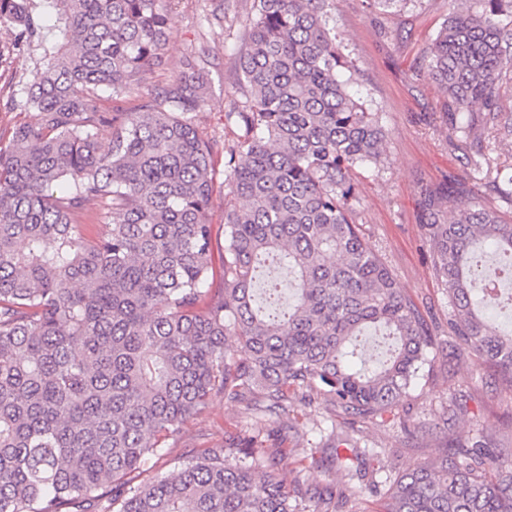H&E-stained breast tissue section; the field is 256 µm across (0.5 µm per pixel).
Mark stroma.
Masks as SVG:
<instances>
[{
  "label": "stroma",
  "instance_id": "35a3bbf8",
  "mask_svg": "<svg viewBox=\"0 0 512 512\" xmlns=\"http://www.w3.org/2000/svg\"><path fill=\"white\" fill-rule=\"evenodd\" d=\"M251 4L177 0L165 63L146 76L145 92L157 91L184 56L198 53L208 90L197 119L201 129L217 138L224 135L225 112L240 99L237 36ZM220 15L232 19L231 31L219 26ZM330 16L360 69L351 91L377 112L386 131L381 163L353 173L355 220L442 343L429 376L419 380L408 404L360 425L359 446L368 452L366 463L403 473L459 442L512 448V387L481 366L475 355L455 349L448 294L433 273L430 247L420 229L421 191L426 187L459 180L476 204L500 206L473 172L466 153L449 143L442 94L427 74L430 48L448 16V0H408L392 10L367 7L365 0H333ZM41 65V53L34 47L0 61V137H10L32 121V110L20 101ZM254 421L241 406L214 397L169 448L144 462L143 478L170 473L183 457L223 446L225 437L245 434ZM267 421L276 431L272 443L285 473L298 468L297 449L324 448L331 429L349 427L347 415L298 402L290 403L287 413L268 415Z\"/></svg>",
  "mask_w": 512,
  "mask_h": 512
}]
</instances>
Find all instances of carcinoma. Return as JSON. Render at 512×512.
Masks as SVG:
<instances>
[{
  "label": "carcinoma",
  "mask_w": 512,
  "mask_h": 512,
  "mask_svg": "<svg viewBox=\"0 0 512 512\" xmlns=\"http://www.w3.org/2000/svg\"><path fill=\"white\" fill-rule=\"evenodd\" d=\"M174 2L0 0V26L43 59L23 103L33 121L0 142V512H358L367 493L382 512H512V450L477 441L349 495L287 479L259 424L135 482L214 396L248 411L298 396L373 421L411 397L439 349L353 217L350 173L380 164L386 132L349 91L359 68L330 0H253L230 142L195 124L206 81L191 56L134 110L100 112L99 92L141 91ZM427 72L449 143L480 165L512 137L499 105L512 0H448ZM221 155L222 239L208 218ZM511 168L488 181L510 206ZM94 200L112 222L86 239L76 216ZM422 213L456 343L512 386V330L488 320L512 302V220L453 184L425 191ZM263 267L292 275L288 307L273 280L258 300ZM327 450L361 472L348 432L331 428Z\"/></svg>",
  "instance_id": "1"
}]
</instances>
